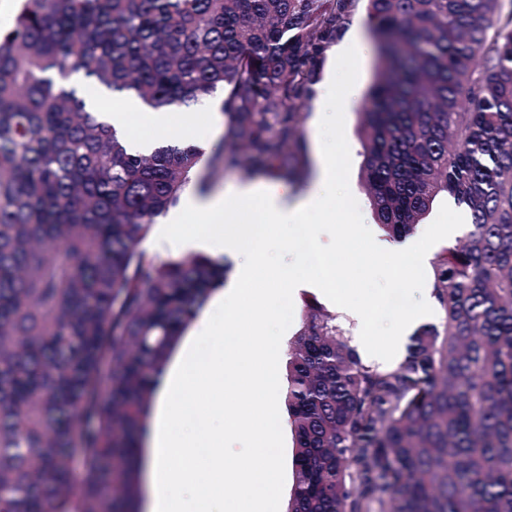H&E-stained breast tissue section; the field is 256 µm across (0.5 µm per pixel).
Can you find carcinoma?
Wrapping results in <instances>:
<instances>
[{
  "label": "carcinoma",
  "mask_w": 512,
  "mask_h": 512,
  "mask_svg": "<svg viewBox=\"0 0 512 512\" xmlns=\"http://www.w3.org/2000/svg\"><path fill=\"white\" fill-rule=\"evenodd\" d=\"M0 29V512H136L157 385L228 265L140 249L201 152L150 154L86 110L83 73L150 108L219 92L207 167L280 173L356 0H14ZM367 0L376 77L358 136L376 223L442 195L468 239L432 267L444 316L394 367L306 305L284 401L287 512H512V6Z\"/></svg>",
  "instance_id": "cac0c4a2"
}]
</instances>
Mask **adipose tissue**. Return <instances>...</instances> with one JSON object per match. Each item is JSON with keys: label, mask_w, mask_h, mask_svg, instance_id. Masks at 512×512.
<instances>
[{"label": "adipose tissue", "mask_w": 512, "mask_h": 512, "mask_svg": "<svg viewBox=\"0 0 512 512\" xmlns=\"http://www.w3.org/2000/svg\"><path fill=\"white\" fill-rule=\"evenodd\" d=\"M105 118L140 149L162 137L194 140L192 121L183 112L146 110L128 99L116 103ZM335 175L334 163L321 154L313 186L304 194L285 183L240 184L229 194L186 193L170 211L169 230L160 240L171 249L193 245L215 255L248 251L253 260L239 267L235 283L218 294L211 315L201 318L197 347L159 383L150 446L141 456L146 512H278L275 492L281 481L273 462L284 426L275 370L280 341L253 325L275 302L276 291L250 285L261 265L264 231L242 225L219 237L202 234L188 240L173 236L171 227L187 213L206 224L223 223L234 202L258 205L275 226L304 223L313 212L332 224L336 212L323 190ZM245 384L258 389L251 405L235 421L216 428L215 415Z\"/></svg>", "instance_id": "obj_1"}]
</instances>
